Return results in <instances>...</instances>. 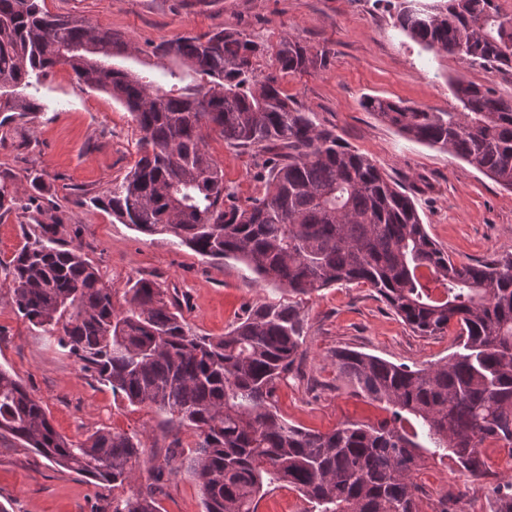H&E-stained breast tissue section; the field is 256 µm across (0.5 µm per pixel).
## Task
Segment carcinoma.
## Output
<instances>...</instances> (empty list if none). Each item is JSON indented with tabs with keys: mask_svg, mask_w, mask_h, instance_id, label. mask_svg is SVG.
<instances>
[{
	"mask_svg": "<svg viewBox=\"0 0 512 512\" xmlns=\"http://www.w3.org/2000/svg\"><path fill=\"white\" fill-rule=\"evenodd\" d=\"M45 0H0V127L41 105L31 77L67 65L78 83L104 91L137 124L138 159L122 184L96 204L142 234H168L213 260L235 259L292 301L253 307L219 337L185 329L179 301L148 279L130 283L126 307L78 245L42 227L9 260L12 303L67 353L132 405L175 416L198 442L187 468L204 512H256L272 489L289 485L311 512H416L415 474L427 457L450 459L473 476L480 448L512 449V253L456 263L428 235L413 199L367 156L299 107L277 79L258 78L264 48L243 32L216 28L152 49L188 64L200 82L164 91L146 75L95 63L140 48L109 28L50 14ZM393 26L425 51L463 48V61L512 68V18L495 0H399ZM271 66L295 74L325 66L292 35ZM456 108L432 112L380 96L362 107L417 142L462 159L512 190V100L452 82ZM266 156L264 194L230 203L208 132ZM366 284L413 331L458 326L448 360L412 369L354 350L336 368L392 419L345 421L305 430L278 414L277 384L303 355L300 299L336 283ZM0 437L21 442L92 484L123 487L143 453L136 436L98 429L83 440L58 434L23 380L0 367ZM493 512H512V482L496 490ZM112 512H158L133 492Z\"/></svg>",
	"mask_w": 512,
	"mask_h": 512,
	"instance_id": "1",
	"label": "carcinoma"
}]
</instances>
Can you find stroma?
Returning <instances> with one entry per match:
<instances>
[{"label":"stroma","mask_w":512,"mask_h":512,"mask_svg":"<svg viewBox=\"0 0 512 512\" xmlns=\"http://www.w3.org/2000/svg\"><path fill=\"white\" fill-rule=\"evenodd\" d=\"M50 13L111 28L139 45L202 35L219 27L249 33L275 47L288 33L326 54L324 68L279 75L281 88L319 122L376 163L415 201L429 236L455 262H487L512 253V191L448 152L412 140L361 105L380 96L434 112L454 105L460 79L512 98V68L466 64L424 51L393 26L385 0H45ZM114 66L150 76L163 88L199 78L173 59L142 53L113 58ZM41 112L0 129V178L19 189L40 176L41 192L0 210V366L18 374L39 398L58 433L81 440L107 428L137 435L145 448L133 490L152 494L159 512H203L198 484L183 466L195 447L190 430H171L168 416L129 404L98 382L56 340L32 325L11 302L5 265L43 225L59 227L61 242L80 246L124 307L130 281L146 278L175 290L193 333L220 336L248 307L284 300L243 263H217L169 235H145L93 205L120 184L136 160L141 136L129 112L112 97L78 84L71 69L54 67L28 89ZM209 152L224 170L234 201L249 205L263 193L252 151L227 146L218 133ZM303 359L277 391L280 415L297 426L327 432L345 421L373 423L382 404L356 393L333 354L341 348L420 367L455 350L454 335L421 336L373 288L336 284L304 298ZM176 455L177 465L163 464ZM484 476L460 473L451 461L427 459L417 474L420 512H491L494 485L512 478V455L497 445L481 450ZM116 492L94 486L13 439L0 438V505L8 512H112Z\"/></svg>","instance_id":"1"}]
</instances>
